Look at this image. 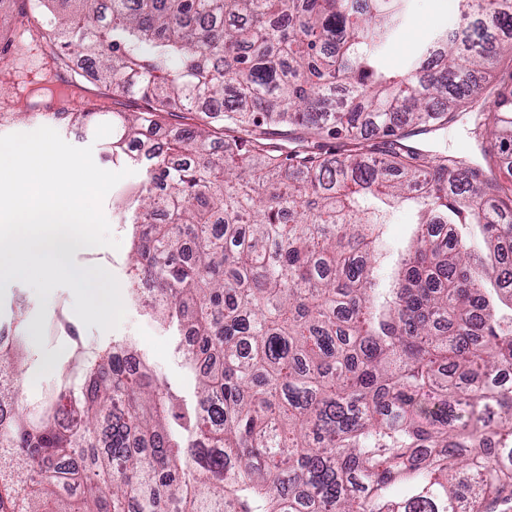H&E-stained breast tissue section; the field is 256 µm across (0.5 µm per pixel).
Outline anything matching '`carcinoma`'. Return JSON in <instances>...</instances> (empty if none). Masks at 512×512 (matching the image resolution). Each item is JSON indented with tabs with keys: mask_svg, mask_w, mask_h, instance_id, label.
I'll return each instance as SVG.
<instances>
[{
	"mask_svg": "<svg viewBox=\"0 0 512 512\" xmlns=\"http://www.w3.org/2000/svg\"><path fill=\"white\" fill-rule=\"evenodd\" d=\"M69 2L25 0L21 64L76 55L68 86L146 102L60 109L147 165L132 292L151 281L154 318L193 337L198 391L114 341L60 367L32 417L0 350V512H512V178L493 173L512 171V0H457L397 73L409 0ZM460 110L481 160L405 143ZM179 111L197 123L171 135ZM408 205L382 288L383 224ZM439 224L481 225L493 257Z\"/></svg>",
	"mask_w": 512,
	"mask_h": 512,
	"instance_id": "obj_1",
	"label": "carcinoma"
}]
</instances>
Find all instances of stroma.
<instances>
[{"label":"stroma","instance_id":"1","mask_svg":"<svg viewBox=\"0 0 512 512\" xmlns=\"http://www.w3.org/2000/svg\"><path fill=\"white\" fill-rule=\"evenodd\" d=\"M457 21L456 0H413L408 23L389 51L390 66L399 67L431 31L451 27ZM43 126L54 128L73 146L92 147L95 163L102 169L114 170V163L104 156V145L110 138V131L101 124L75 127L65 118L26 116L0 122V136L27 133ZM144 178L142 166H135L133 175L121 180L102 203L103 212L113 226L112 233L121 241L120 247L111 252L114 263L110 271L124 291L129 288L132 258L130 227L125 219L135 208ZM61 304L66 307V320L77 330L79 337L74 340L64 336L50 343L45 338L44 323ZM73 304V293L65 287L55 289L45 303L30 287L16 281L10 282L0 292V323H16L17 332L23 337L26 360L19 366L16 378L24 395L31 398L39 396L49 383L52 366L71 359L76 345L94 347L122 340L132 342L159 380L182 395L192 394L193 376L184 368L172 337L145 315L141 307L126 303V317L120 327L105 332L95 326L86 327L74 313Z\"/></svg>","mask_w":512,"mask_h":512}]
</instances>
